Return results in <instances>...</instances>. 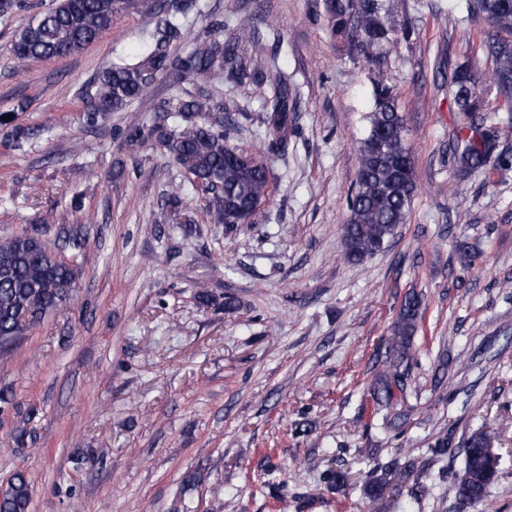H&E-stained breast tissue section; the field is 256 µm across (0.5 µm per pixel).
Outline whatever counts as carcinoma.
I'll list each match as a JSON object with an SVG mask.
<instances>
[{"label":"carcinoma","mask_w":512,"mask_h":512,"mask_svg":"<svg viewBox=\"0 0 512 512\" xmlns=\"http://www.w3.org/2000/svg\"><path fill=\"white\" fill-rule=\"evenodd\" d=\"M200 0H154V13L165 15L144 44L138 57H116L97 76L92 104L85 109L86 122L95 125L112 112L128 109L143 98L163 76L178 79H206L224 75L239 85L253 87L266 110L263 149L248 151L229 143V133L237 128L233 114L206 94L187 95L178 107L160 117L143 136L134 127L130 141L150 139L168 151L185 171L191 184L205 195L214 222L232 234L242 224H257L269 198L270 170L266 154L281 153L295 131L297 92L288 75H269L252 58L239 53L246 42L256 43L258 19L236 21L234 37L220 39L224 29L214 24V37L184 49L188 32L181 23L189 14L201 13ZM129 0H53L36 11L30 0H0V18L28 14L26 25L15 32L11 53L21 68L39 60H51L80 53L95 43L112 25L113 17ZM394 0H322L332 34L348 46L349 57L378 65L394 29ZM454 8L465 20L483 19L488 28L480 31L478 50L492 60L487 80L505 104L512 105V0H457ZM479 77L467 65H459L450 86L452 101L461 126L452 142L455 171L465 179L491 166L509 164L499 151V122L479 90ZM374 107L367 117L368 130L359 141V168L348 196V219L342 225V258L362 264L386 248L399 225L406 222L417 190L415 161L407 140L403 115L393 87L378 82L373 90ZM165 206L173 216H181L187 201L180 188L167 194ZM77 258L59 259L36 231H25L0 239V349L22 336L26 322L36 320L67 302L71 297ZM421 315V300L405 297L387 339L385 362L373 385L372 397L382 410L392 409L397 394L404 393L416 359L411 339ZM464 454L462 474L448 483V496L475 507L497 480L499 470L487 465L488 438L473 432L458 442ZM430 459L417 457L403 466L387 465L363 486L369 498H380L391 476L403 479L423 473ZM348 481L342 468L330 467L322 482L330 488ZM430 494L417 483L408 492L409 500L400 512H415V506ZM30 484L24 472H16L0 490V512H28Z\"/></svg>","instance_id":"carcinoma-1"}]
</instances>
